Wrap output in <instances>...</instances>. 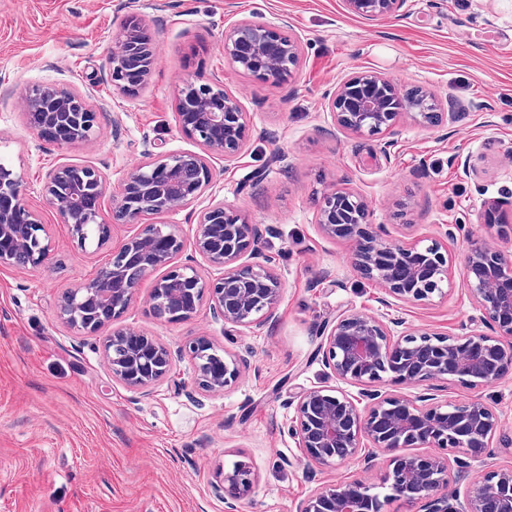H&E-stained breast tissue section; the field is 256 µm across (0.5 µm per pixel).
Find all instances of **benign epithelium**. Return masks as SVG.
<instances>
[{"mask_svg":"<svg viewBox=\"0 0 512 512\" xmlns=\"http://www.w3.org/2000/svg\"><path fill=\"white\" fill-rule=\"evenodd\" d=\"M404 0H345L347 8L368 20L397 11ZM224 56L238 69L263 80L283 82L299 59L298 45L285 44L275 26L242 20L224 30ZM158 59L139 27L124 24L108 58L113 86L134 94L143 87ZM387 89L393 98L409 102L408 111L427 125L443 122L435 96L418 87L406 93L385 75L361 72L343 83L329 104L337 124L359 135L390 128L399 114L386 112L377 93ZM23 108L37 134L59 145L91 139L96 115L82 98L65 88L46 86L27 95ZM178 127L194 137L197 151L168 152L129 172L113 198L112 220L135 224L145 213L175 211L196 200L216 176L213 159L229 161L241 152L248 125L239 99L224 91L213 77L188 83L179 94ZM24 176L0 166V267H40L49 255L44 225L22 200ZM107 192L105 175L90 165L62 164L43 185L81 247L92 235L97 244L108 239L102 219ZM319 226L333 238L353 243V264L366 279L384 287L386 307L407 301H430L451 285L448 252L433 240L427 245L386 242L368 230V208L353 192L323 196ZM262 234L222 201H212L200 214L192 236L195 253L222 271L205 280L193 266L173 269L160 277L152 291V308L171 321L192 318L204 297L224 318V328H250L272 317L281 281L264 263ZM185 240L172 224H143L89 282L63 297L56 316L72 328L94 333L116 320L129 305L143 278L166 266L180 253ZM465 285L484 317L499 335L472 333L448 338L401 329L358 310L341 313L329 327L321 346L322 362L338 381L299 395L293 436L304 459L332 468L358 455L372 467L377 450L392 453L387 481L392 494L424 503V512H512V470L493 472L465 493H440L448 482L447 459L404 454L403 448L454 449L460 468L482 459L501 416L492 407L471 401H437L436 383L452 376L467 377L473 385L497 383L512 374V259L473 242L464 259ZM105 349H122L124 360L112 363V375L130 387L145 389L167 376L173 355L158 339L119 328L105 337ZM213 362L196 363L195 383L222 391L237 381L247 360L211 353ZM390 379L423 387L410 399L385 395L372 384ZM360 387L354 396L343 385ZM255 474L245 463L224 473L222 486L227 512H240L236 503L252 493ZM376 495L358 480L315 490L295 512H374Z\"/></svg>","mask_w":512,"mask_h":512,"instance_id":"benign-epithelium-1","label":"benign epithelium"}]
</instances>
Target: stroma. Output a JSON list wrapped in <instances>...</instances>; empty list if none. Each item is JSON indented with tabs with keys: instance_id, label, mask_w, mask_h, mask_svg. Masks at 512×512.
Listing matches in <instances>:
<instances>
[{
	"instance_id": "35a3bbf8",
	"label": "stroma",
	"mask_w": 512,
	"mask_h": 512,
	"mask_svg": "<svg viewBox=\"0 0 512 512\" xmlns=\"http://www.w3.org/2000/svg\"><path fill=\"white\" fill-rule=\"evenodd\" d=\"M132 12L159 62L127 96L106 59ZM243 19L277 24L297 42L288 81L257 79L225 58L224 30ZM362 71L430 91L448 122L426 127L405 114L378 135L341 130L329 103ZM214 75L248 115L247 144L237 159L216 161L217 181L198 200L143 222L176 225L188 239L200 212L222 200L265 228L281 295L273 320L228 332L207 299L191 319L157 317V277L148 275L117 320L172 351L171 376L144 394L113 377L109 328L82 334L56 316L60 298L95 277L138 226L113 223L107 207V243L78 246L42 187L69 162L99 167L113 195L156 154L197 149L176 124L178 92ZM46 85L72 89L96 112L90 140L38 137L21 102ZM0 163L23 172L24 201L50 246L43 267H0V512H224L215 487L239 461L256 474L241 512H295L316 488L355 479L383 498L382 512H422L390 496L388 453L370 470L357 460L306 464L292 434L295 406L300 391L333 384L319 349L346 310L451 338L490 333L464 284L463 257L475 241L512 256V0H406L373 20L344 0H0ZM333 187L360 194L372 230L388 240L426 243L457 225L446 294L382 306L381 288L351 265V243L318 226ZM198 336L250 361L224 391L193 382L185 346ZM439 398L482 400L503 420L483 463L449 466V490L512 469V375L478 387L452 377Z\"/></svg>"
}]
</instances>
